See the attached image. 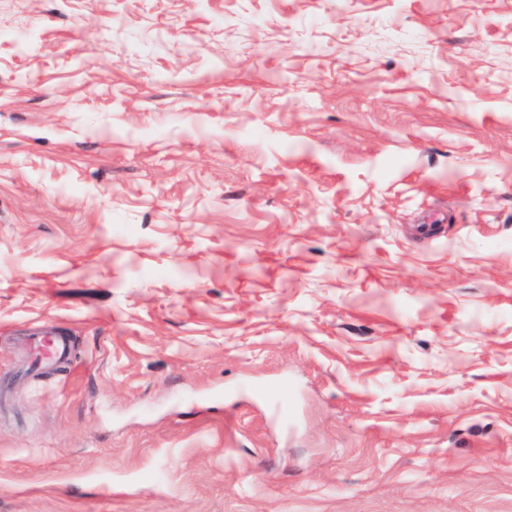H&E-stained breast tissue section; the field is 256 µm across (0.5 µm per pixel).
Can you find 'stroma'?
I'll list each match as a JSON object with an SVG mask.
<instances>
[{
	"mask_svg": "<svg viewBox=\"0 0 512 512\" xmlns=\"http://www.w3.org/2000/svg\"><path fill=\"white\" fill-rule=\"evenodd\" d=\"M0 512H512V0H0ZM36 337V365H49L57 361L69 360L72 357V350L65 336L46 333Z\"/></svg>",
	"mask_w": 512,
	"mask_h": 512,
	"instance_id": "stroma-1",
	"label": "stroma"
}]
</instances>
